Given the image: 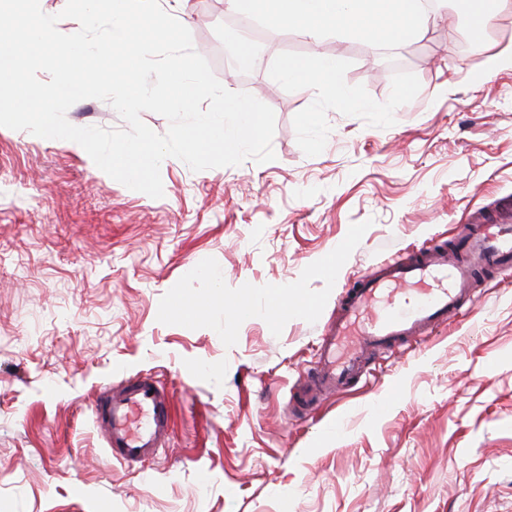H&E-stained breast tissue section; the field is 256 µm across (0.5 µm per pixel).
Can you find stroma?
Instances as JSON below:
<instances>
[{"label": "stroma", "instance_id": "1", "mask_svg": "<svg viewBox=\"0 0 512 512\" xmlns=\"http://www.w3.org/2000/svg\"><path fill=\"white\" fill-rule=\"evenodd\" d=\"M170 5L222 85L273 109L275 158H166L154 199L70 141L0 127V512H512V279L482 278L475 310L346 394L289 403L342 288L512 197V69L485 68L512 12L480 43L458 0L417 40L313 41L226 0ZM229 18L267 39L236 75ZM286 53L338 58L346 99L285 79ZM66 117L125 126L98 99ZM136 372L174 420L165 456L129 466L92 408Z\"/></svg>", "mask_w": 512, "mask_h": 512}]
</instances>
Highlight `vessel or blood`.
<instances>
[{
	"label": "vessel or blood",
	"instance_id": "1",
	"mask_svg": "<svg viewBox=\"0 0 512 512\" xmlns=\"http://www.w3.org/2000/svg\"><path fill=\"white\" fill-rule=\"evenodd\" d=\"M484 0H471L466 29L472 39L488 27ZM459 250L424 240L415 254L387 258L337 300L336 317L322 333L314 365L295 407H309L345 391L360 377L369 352L387 351L429 335L462 309L474 308L478 274L494 270L512 278V201L503 200L494 221L473 213L457 234ZM95 422L113 458L133 465L162 455L172 426L171 398L148 374L103 386Z\"/></svg>",
	"mask_w": 512,
	"mask_h": 512
}]
</instances>
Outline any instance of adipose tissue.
Returning <instances> with one entry per match:
<instances>
[{
  "label": "adipose tissue",
  "instance_id": "obj_1",
  "mask_svg": "<svg viewBox=\"0 0 512 512\" xmlns=\"http://www.w3.org/2000/svg\"><path fill=\"white\" fill-rule=\"evenodd\" d=\"M272 2L280 21L301 29L313 39L321 38L328 22L349 19L354 30H361L365 19L379 12L385 0H228L231 9L254 11L264 2ZM339 64L333 57H317L303 63L282 60L281 74L289 80L302 81L305 88L344 98L338 80Z\"/></svg>",
  "mask_w": 512,
  "mask_h": 512
}]
</instances>
